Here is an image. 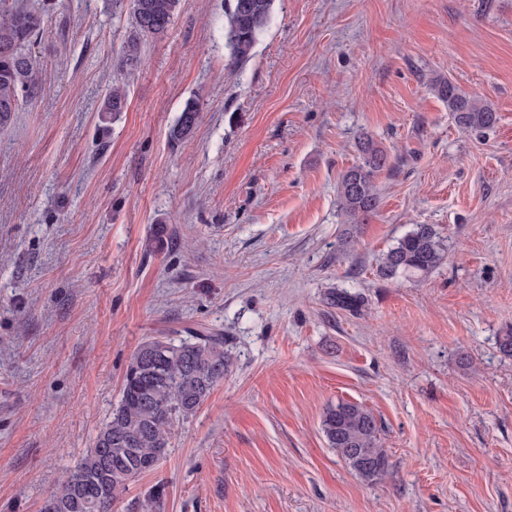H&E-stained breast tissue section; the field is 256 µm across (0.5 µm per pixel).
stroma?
I'll return each instance as SVG.
<instances>
[{
	"label": "stroma",
	"instance_id": "obj_1",
	"mask_svg": "<svg viewBox=\"0 0 512 512\" xmlns=\"http://www.w3.org/2000/svg\"><path fill=\"white\" fill-rule=\"evenodd\" d=\"M46 4L41 89L0 126V512H40L144 340L204 328L232 365L114 512L159 485L162 512H512L496 347L512 327V0H275L234 69L227 0H182L128 71L127 9ZM439 78L497 124L459 130ZM125 79V112L102 121ZM191 99L197 124L173 141ZM362 134L392 166L377 213L349 224L337 187ZM416 224L438 229L443 263L379 278ZM341 399L377 418L379 480L322 433Z\"/></svg>",
	"mask_w": 512,
	"mask_h": 512
}]
</instances>
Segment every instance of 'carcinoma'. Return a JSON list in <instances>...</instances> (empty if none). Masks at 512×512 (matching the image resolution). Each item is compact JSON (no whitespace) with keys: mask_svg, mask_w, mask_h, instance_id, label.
I'll return each instance as SVG.
<instances>
[{"mask_svg":"<svg viewBox=\"0 0 512 512\" xmlns=\"http://www.w3.org/2000/svg\"><path fill=\"white\" fill-rule=\"evenodd\" d=\"M128 3L133 31L124 59L135 61L141 39L167 34L181 0H113ZM240 0H228L224 37L229 65L236 67L252 54L271 23L274 0H248L250 15L238 11ZM42 11L23 4L6 6L0 0V125L18 111L20 98L38 93L39 64L29 51L40 34ZM129 83H115L104 98V111L117 118L127 108ZM432 89L448 104V112L462 130H482L498 122L489 103L462 91L449 80L435 81ZM199 104L185 103L171 131L175 140L188 138L197 123ZM360 159L342 173L337 197L347 224H366L379 207L376 175L389 163V154L373 140L358 141ZM445 256L442 236L432 224H416L384 254L377 267L383 280L428 276ZM231 365L224 351V334L205 333L179 343L163 337L142 342L127 366L120 400L110 420L100 428L61 487L46 502L59 501L58 512H112V505L144 474L153 472L170 448L169 427L192 417L213 388L224 380ZM321 430L329 447L367 481L390 470L389 455L380 441V426L368 408L346 401L329 405Z\"/></svg>","mask_w":512,"mask_h":512,"instance_id":"obj_1","label":"carcinoma"}]
</instances>
